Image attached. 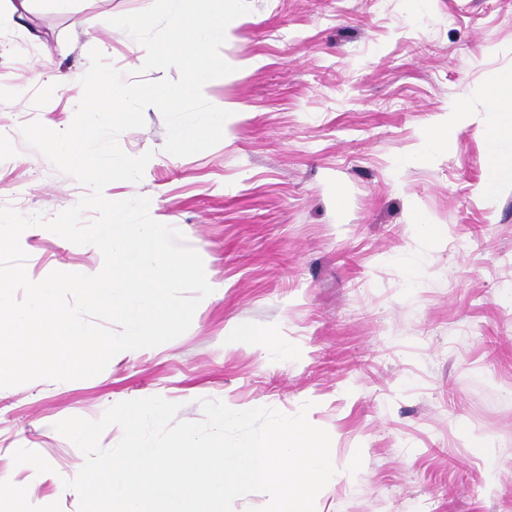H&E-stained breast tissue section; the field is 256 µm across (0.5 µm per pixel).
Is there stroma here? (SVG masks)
<instances>
[{
	"instance_id": "stroma-1",
	"label": "stroma",
	"mask_w": 512,
	"mask_h": 512,
	"mask_svg": "<svg viewBox=\"0 0 512 512\" xmlns=\"http://www.w3.org/2000/svg\"><path fill=\"white\" fill-rule=\"evenodd\" d=\"M249 3L223 47L237 69L205 93L237 108L222 140L167 154L153 110L119 138L155 155L114 195L150 198L151 217L201 256L212 294L183 335L94 377L0 388V471L46 512H78L60 485L84 464L55 429L66 418L151 396L178 403L180 422L201 420L203 399L288 416L307 402L337 470L315 512H512V185L482 194L479 134L484 84L512 71V0ZM147 6L33 2L23 26L0 27V208L49 220L84 195L20 127L70 126L64 84L90 49L139 69L128 33L87 21ZM462 99L467 123L425 152L423 129ZM21 245L35 281L103 266L95 246L42 227ZM245 323L269 343H232ZM27 455L58 481L17 469Z\"/></svg>"
}]
</instances>
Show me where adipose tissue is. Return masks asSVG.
<instances>
[{"label":"adipose tissue","mask_w":512,"mask_h":512,"mask_svg":"<svg viewBox=\"0 0 512 512\" xmlns=\"http://www.w3.org/2000/svg\"><path fill=\"white\" fill-rule=\"evenodd\" d=\"M489 118L484 124L483 140L488 166L482 184L486 196H494L500 187L512 181V167L500 161L504 152L512 150V135L506 134L502 120L512 115V72L496 75L485 89Z\"/></svg>","instance_id":"adipose-tissue-1"}]
</instances>
